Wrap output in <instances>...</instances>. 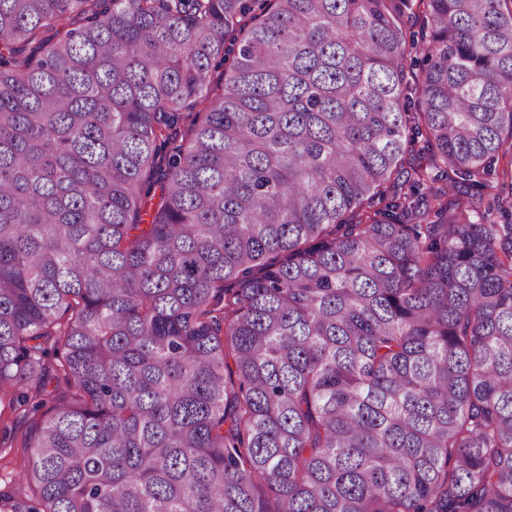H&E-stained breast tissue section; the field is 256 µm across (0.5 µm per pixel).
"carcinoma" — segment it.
<instances>
[{"label": "carcinoma", "instance_id": "carcinoma-1", "mask_svg": "<svg viewBox=\"0 0 512 512\" xmlns=\"http://www.w3.org/2000/svg\"><path fill=\"white\" fill-rule=\"evenodd\" d=\"M419 3L0 0V512H512V0ZM7 402L8 399H2L0 406V410H2V418L0 420V437L3 435L4 428H6L8 432L12 428L11 435L14 437L15 446H20L22 434L25 430V426L21 422L24 420L21 417L24 407L19 408L17 411H13L7 406Z\"/></svg>", "mask_w": 512, "mask_h": 512}]
</instances>
